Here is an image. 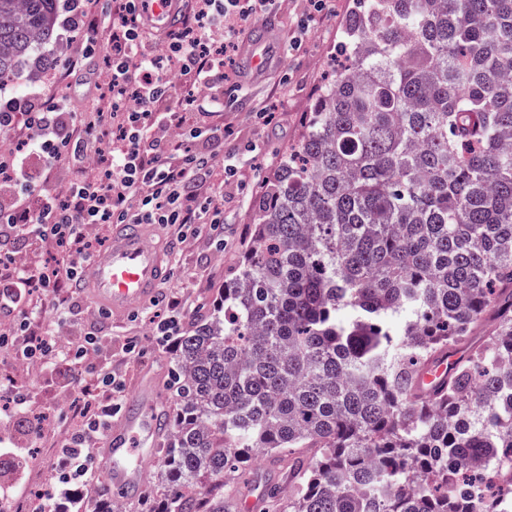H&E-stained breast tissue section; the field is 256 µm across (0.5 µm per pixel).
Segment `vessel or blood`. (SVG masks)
I'll use <instances>...</instances> for the list:
<instances>
[{"instance_id":"vessel-or-blood-1","label":"vessel or blood","mask_w":512,"mask_h":512,"mask_svg":"<svg viewBox=\"0 0 512 512\" xmlns=\"http://www.w3.org/2000/svg\"><path fill=\"white\" fill-rule=\"evenodd\" d=\"M275 41L274 34L264 30L248 39L241 55L243 67L261 74L272 63ZM167 271L165 252L154 241L152 225L116 224L108 243L82 267L83 297L90 308L119 320L153 299ZM161 398L158 387L142 380L138 396L104 436L101 476L115 497L127 500L143 488L146 466L168 429L157 410Z\"/></svg>"}]
</instances>
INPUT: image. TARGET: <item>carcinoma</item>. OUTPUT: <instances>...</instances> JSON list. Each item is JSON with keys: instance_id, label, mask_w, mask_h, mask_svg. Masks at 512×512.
<instances>
[{"instance_id": "carcinoma-1", "label": "carcinoma", "mask_w": 512, "mask_h": 512, "mask_svg": "<svg viewBox=\"0 0 512 512\" xmlns=\"http://www.w3.org/2000/svg\"><path fill=\"white\" fill-rule=\"evenodd\" d=\"M57 17L0 0V85ZM342 35L251 248L179 338L145 512H228L256 454L292 455L275 512H469L482 461L512 494V0H359Z\"/></svg>"}]
</instances>
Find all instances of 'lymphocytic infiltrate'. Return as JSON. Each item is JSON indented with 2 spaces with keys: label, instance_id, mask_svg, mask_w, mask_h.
<instances>
[{
  "label": "lymphocytic infiltrate",
  "instance_id": "obj_1",
  "mask_svg": "<svg viewBox=\"0 0 512 512\" xmlns=\"http://www.w3.org/2000/svg\"><path fill=\"white\" fill-rule=\"evenodd\" d=\"M277 7L278 0H193L182 30L163 44L154 42L140 0H104L96 13L81 9L75 26L91 27L102 18L109 31L107 42L87 39L81 56L66 65L78 70L98 52L108 60V92L102 107L81 120V134L56 133L69 107L63 93L21 112L0 111V129L23 130L25 147L24 154L0 156V236L25 235L51 252L43 267L0 256V309L20 312L0 334L1 351L74 363L94 351L89 336L58 348V324L47 318L46 300L63 281L77 279L113 225L178 224L209 238L223 230L222 189L236 175L235 165L215 162L224 132L203 126L194 100L173 95L167 73L177 69L180 79L208 92L242 90L247 76L226 68L224 57L238 53L251 17ZM191 138L205 139V147H189ZM87 151L97 158L94 166L82 160ZM32 158L47 170L72 162L67 188L45 193L28 167ZM95 383L96 390H81L64 417L70 436L54 452L55 483L87 487L97 480L95 449L112 425L122 386L108 365L97 369ZM100 388L109 402L98 399Z\"/></svg>",
  "mask_w": 512,
  "mask_h": 512
}]
</instances>
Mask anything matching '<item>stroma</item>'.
I'll use <instances>...</instances> for the list:
<instances>
[{"label": "stroma", "instance_id": "stroma-1", "mask_svg": "<svg viewBox=\"0 0 512 512\" xmlns=\"http://www.w3.org/2000/svg\"><path fill=\"white\" fill-rule=\"evenodd\" d=\"M353 7V0H331L327 15L303 34L298 33L295 22L305 9V0H281L278 10L257 17V24L274 30L281 43L296 36L302 42L295 55L282 57L278 69L238 92L229 111L211 118L212 124L223 127L224 156L237 167L234 182L224 188L223 252H216L211 240L181 237L178 225L161 226L164 240L174 247V270L161 284L155 305H140L125 320L115 323L92 311L79 289L67 288L62 304L66 320L58 340L65 346L84 336H95L96 354L73 369L39 363L22 368L17 358L0 354V387L19 386L29 392L23 413L0 417V447L26 448L15 463L0 464V480L19 484L13 508L17 510L29 501L31 489L39 485L54 497L61 512H94L96 501L85 489L65 491L51 478L53 450L67 435L61 419L67 402L93 381L95 368L106 362L111 363L122 384L124 400H131L143 375L155 376L159 385H166L174 350L156 345L152 323L168 315L171 301L187 299L203 304L189 319L190 325H197L223 293L225 281L233 277L252 245L256 194L273 176L281 154L302 135L303 120L313 108L322 77L338 48L344 19ZM85 39V34L58 27L52 42L37 47L34 62L23 66L11 84L0 87V98H12L21 91L38 102L50 100L55 91L44 79L41 61H68L77 55ZM106 70L103 59L89 58L80 71L67 76L71 103L69 114L62 118L63 131H71L73 122L97 110ZM261 108L272 114L271 122L256 119L255 113ZM132 341L138 343L140 355L129 353L127 346ZM35 425L43 427V435L31 434ZM270 489L287 491V467H255L251 483L242 487L240 494L261 495L257 512H273L266 496Z\"/></svg>", "mask_w": 512, "mask_h": 512}]
</instances>
